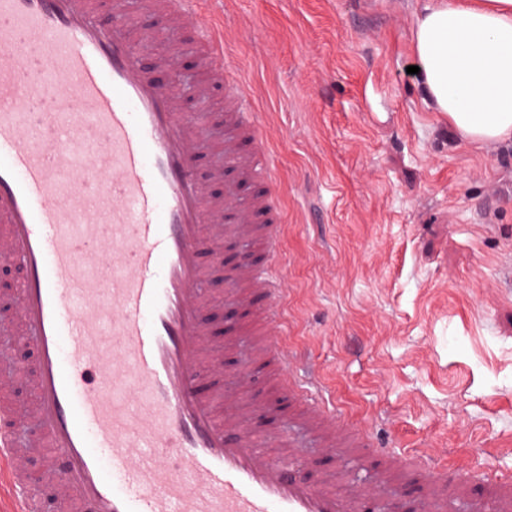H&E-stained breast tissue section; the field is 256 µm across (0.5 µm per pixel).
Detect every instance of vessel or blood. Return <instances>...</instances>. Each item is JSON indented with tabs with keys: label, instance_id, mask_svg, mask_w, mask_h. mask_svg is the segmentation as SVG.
Instances as JSON below:
<instances>
[{
	"label": "vessel or blood",
	"instance_id": "vessel-or-blood-1",
	"mask_svg": "<svg viewBox=\"0 0 512 512\" xmlns=\"http://www.w3.org/2000/svg\"><path fill=\"white\" fill-rule=\"evenodd\" d=\"M0 0V254L22 272L8 323L34 351L0 373V393L27 382L33 402H0V512H42L25 480L33 451L62 468L48 477L72 512H367L356 483L291 474L296 443L271 433L266 453L246 420L287 411L339 452L336 413L299 374L286 345L284 290L276 271L283 210L275 162L251 99L230 75L224 34L197 0ZM191 31L209 85L224 90L223 194L199 178L208 115L181 112L180 89L160 83L134 55L135 37ZM243 247L224 277L239 315L233 334H256L249 366L232 384H206L224 368L206 316L204 251ZM274 396L241 413L255 379ZM385 476L419 471L422 512H446L448 476L433 458L399 457L369 430L348 433ZM486 512H512L499 481Z\"/></svg>",
	"mask_w": 512,
	"mask_h": 512
}]
</instances>
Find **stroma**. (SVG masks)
<instances>
[{
    "mask_svg": "<svg viewBox=\"0 0 512 512\" xmlns=\"http://www.w3.org/2000/svg\"><path fill=\"white\" fill-rule=\"evenodd\" d=\"M426 0H201L252 87L286 212L288 343L321 372L345 426L399 456L428 447L469 477L472 512L512 480V143L463 142L413 65ZM194 44L137 41V56ZM298 477L356 478L394 497L363 452L305 434Z\"/></svg>",
    "mask_w": 512,
    "mask_h": 512,
    "instance_id": "obj_1",
    "label": "stroma"
}]
</instances>
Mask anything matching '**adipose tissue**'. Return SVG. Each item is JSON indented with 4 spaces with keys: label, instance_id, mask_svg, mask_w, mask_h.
Wrapping results in <instances>:
<instances>
[{
    "label": "adipose tissue",
    "instance_id": "obj_1",
    "mask_svg": "<svg viewBox=\"0 0 512 512\" xmlns=\"http://www.w3.org/2000/svg\"><path fill=\"white\" fill-rule=\"evenodd\" d=\"M413 53L435 110L461 139L512 140V0H429Z\"/></svg>",
    "mask_w": 512,
    "mask_h": 512
}]
</instances>
